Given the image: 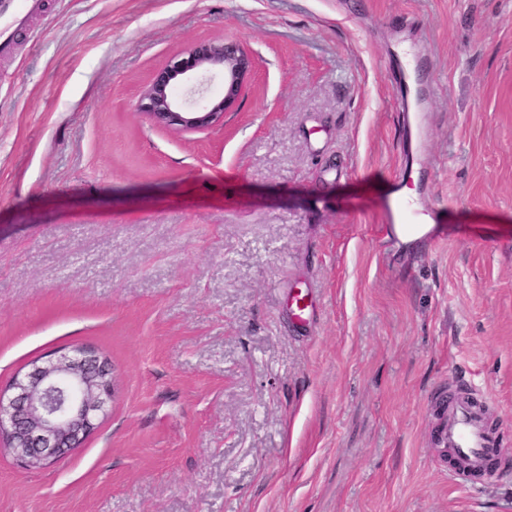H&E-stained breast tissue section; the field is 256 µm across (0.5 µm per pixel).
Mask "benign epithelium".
Returning a JSON list of instances; mask_svg holds the SVG:
<instances>
[{
    "label": "benign epithelium",
    "mask_w": 512,
    "mask_h": 512,
    "mask_svg": "<svg viewBox=\"0 0 512 512\" xmlns=\"http://www.w3.org/2000/svg\"><path fill=\"white\" fill-rule=\"evenodd\" d=\"M254 70V58L234 41H199L157 71L138 99L154 124L184 130L211 128L239 106ZM220 75L224 96L202 103L185 93L202 94L207 78ZM0 392V437L28 467L64 458L97 427V418L114 399V368L89 349L63 353Z\"/></svg>",
    "instance_id": "benign-epithelium-1"
}]
</instances>
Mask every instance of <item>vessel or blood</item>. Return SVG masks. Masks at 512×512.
<instances>
[{
    "label": "vessel or blood",
    "instance_id": "vessel-or-blood-1",
    "mask_svg": "<svg viewBox=\"0 0 512 512\" xmlns=\"http://www.w3.org/2000/svg\"><path fill=\"white\" fill-rule=\"evenodd\" d=\"M40 8V0H0V51L12 48L27 17ZM438 441L442 447L452 449L465 460L464 471L451 474L455 483L467 484L474 472L483 473L486 479H493L488 451L499 447L501 439L497 433L489 430L483 407L465 398L454 400L447 422L438 431Z\"/></svg>",
    "mask_w": 512,
    "mask_h": 512
}]
</instances>
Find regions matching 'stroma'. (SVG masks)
<instances>
[{"instance_id":"stroma-1","label":"stroma","mask_w":512,"mask_h":512,"mask_svg":"<svg viewBox=\"0 0 512 512\" xmlns=\"http://www.w3.org/2000/svg\"><path fill=\"white\" fill-rule=\"evenodd\" d=\"M44 2L0 53V389L82 347L117 392L59 463L0 442V512H512V0ZM204 40L254 57L240 107L154 126ZM455 395L504 437L475 491ZM420 213L410 209L408 205L398 200L395 213L391 216L392 232L408 248H414L432 230V224H419L416 219Z\"/></svg>"}]
</instances>
